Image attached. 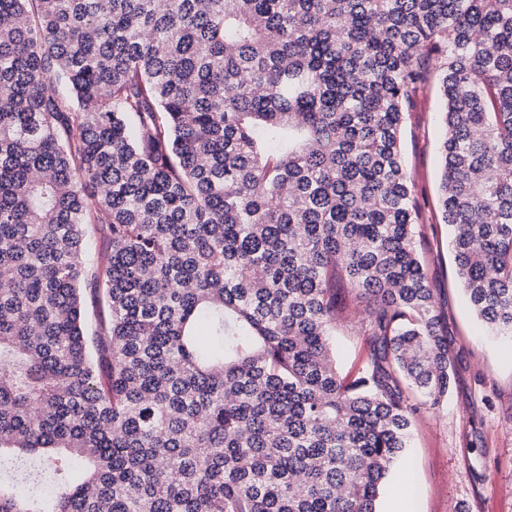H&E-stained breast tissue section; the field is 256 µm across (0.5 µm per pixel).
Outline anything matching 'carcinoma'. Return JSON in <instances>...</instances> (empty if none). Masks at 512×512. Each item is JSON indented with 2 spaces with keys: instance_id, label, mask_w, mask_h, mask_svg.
Masks as SVG:
<instances>
[{
  "instance_id": "cac0c4a2",
  "label": "carcinoma",
  "mask_w": 512,
  "mask_h": 512,
  "mask_svg": "<svg viewBox=\"0 0 512 512\" xmlns=\"http://www.w3.org/2000/svg\"><path fill=\"white\" fill-rule=\"evenodd\" d=\"M435 72L511 339L512 0H0V512H377L452 377L401 151ZM363 306L347 295L336 316V366L341 377H357L370 357V339L363 324Z\"/></svg>"
}]
</instances>
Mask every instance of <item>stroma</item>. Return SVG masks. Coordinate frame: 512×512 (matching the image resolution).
Segmentation results:
<instances>
[{"mask_svg":"<svg viewBox=\"0 0 512 512\" xmlns=\"http://www.w3.org/2000/svg\"><path fill=\"white\" fill-rule=\"evenodd\" d=\"M443 106L434 83L413 98L402 150L421 214L416 247L441 327L452 338L454 377L438 407L419 405L378 512H392L401 497L411 512H512V340L486 333L456 273L453 231L439 211ZM363 317L361 304L343 299L334 343L336 366L349 380L370 357Z\"/></svg>","mask_w":512,"mask_h":512,"instance_id":"35a3bbf8","label":"stroma"}]
</instances>
